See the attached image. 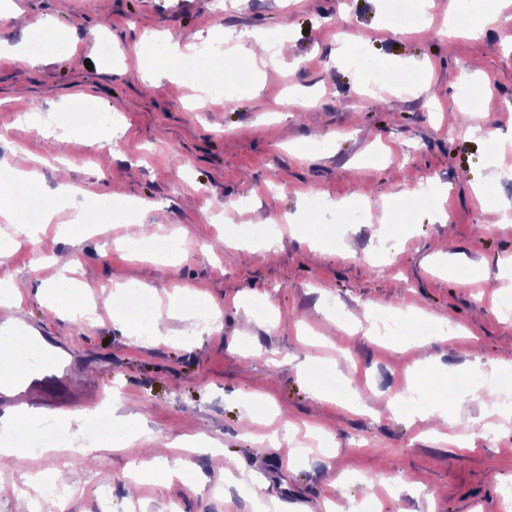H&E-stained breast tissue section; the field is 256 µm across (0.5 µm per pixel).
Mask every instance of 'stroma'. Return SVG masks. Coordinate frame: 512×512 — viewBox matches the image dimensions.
<instances>
[{
	"instance_id": "35a3bbf8",
	"label": "stroma",
	"mask_w": 512,
	"mask_h": 512,
	"mask_svg": "<svg viewBox=\"0 0 512 512\" xmlns=\"http://www.w3.org/2000/svg\"><path fill=\"white\" fill-rule=\"evenodd\" d=\"M24 18L39 16L60 37L44 62L26 58L39 31L0 20V167L37 169L43 193L68 169L83 188L78 201L97 225L69 229L62 210L47 229L54 253L39 254L25 238L11 240L0 280L25 293L12 347L43 341L48 362H64L63 398L70 412L110 403L130 433L118 450L67 458L90 422L56 432L47 451L24 452L0 465V484L26 486L67 467L74 492L68 512H325L375 502L377 512H512V416L462 401V419L437 436L424 405L405 399L399 377L421 372L436 399L468 391L476 366L501 365L512 388V323L498 303L512 300V9L502 24L447 42L397 34L384 0H15ZM173 37L179 54L162 55L167 77L153 79L136 51L154 48L145 32ZM285 41L291 55L258 66L243 89L192 105L205 83L232 79L235 69L209 61L203 47L234 54L242 36ZM120 46L112 61L101 42ZM414 76L412 91L368 89L370 69ZM469 82H462V75ZM486 86L479 102L497 130L467 136L455 112L467 108V83ZM41 100L30 124L17 122L23 101ZM102 117L94 130L115 146L89 145L71 132L74 101ZM418 191L411 207L395 197ZM320 202L310 209V198ZM145 200L165 221L145 225V238L125 247L129 217L115 208ZM359 206L362 224L343 222ZM506 208L509 220L479 236L485 208ZM447 220L438 222L437 209ZM287 216L275 251L258 249L261 229ZM177 237L176 252H149L148 240ZM223 240L215 249V240ZM459 259L444 271L445 240ZM76 261L88 322L57 315L37 295L64 263ZM142 281L148 303L166 313L165 332L137 344L114 318L102 290ZM220 305L221 325L190 329L168 316ZM408 310L412 331L387 343L368 335L365 308ZM321 374L308 379L303 364ZM382 394L376 411L351 409L355 375ZM329 398L315 403L314 390ZM298 430L284 437L281 425ZM327 447L304 449L309 427ZM204 434L205 448L186 451L192 468L163 485L143 480L139 435L169 442ZM288 467H280V457ZM405 486L387 494L389 482ZM264 484L263 495L252 492Z\"/></svg>"
}]
</instances>
